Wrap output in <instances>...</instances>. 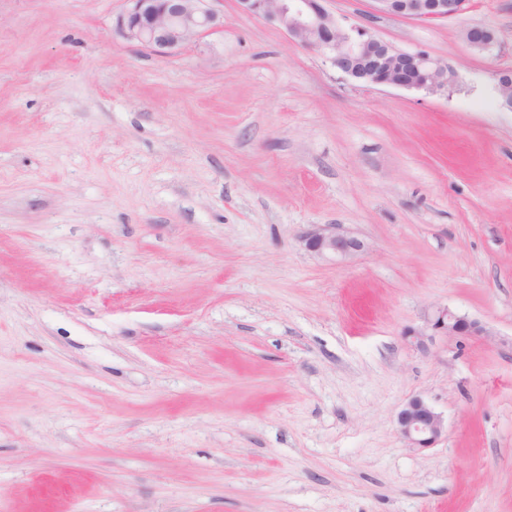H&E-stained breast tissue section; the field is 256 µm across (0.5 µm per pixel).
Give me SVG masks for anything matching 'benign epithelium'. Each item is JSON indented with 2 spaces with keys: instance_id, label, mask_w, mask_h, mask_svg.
Segmentation results:
<instances>
[{
  "instance_id": "benign-epithelium-1",
  "label": "benign epithelium",
  "mask_w": 512,
  "mask_h": 512,
  "mask_svg": "<svg viewBox=\"0 0 512 512\" xmlns=\"http://www.w3.org/2000/svg\"><path fill=\"white\" fill-rule=\"evenodd\" d=\"M127 7L113 22L115 33L141 47L167 53L193 43L206 48L205 38L224 28V17L209 0H126ZM240 8L278 24L288 37L327 58L336 71L370 85H385L428 94H446L458 83L455 69L422 50L404 51L375 37L367 29L341 22L325 7L326 0H238ZM385 15L418 20L448 19L462 14L468 0H374ZM466 43L479 52H492L500 41L482 27L465 30ZM512 71L495 75L500 106L512 111ZM303 248L334 264H344L365 250L357 237L334 227L312 225L299 235ZM442 334L453 337L484 335L482 325L448 307L427 314L425 327L409 328L403 336L416 348ZM398 432L410 448L433 447L444 432V420L420 397L408 400L396 416Z\"/></svg>"
}]
</instances>
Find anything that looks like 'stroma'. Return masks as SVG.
<instances>
[{
    "instance_id": "35a3bbf8",
    "label": "stroma",
    "mask_w": 512,
    "mask_h": 512,
    "mask_svg": "<svg viewBox=\"0 0 512 512\" xmlns=\"http://www.w3.org/2000/svg\"><path fill=\"white\" fill-rule=\"evenodd\" d=\"M125 7L0 0V512H512V0H327L454 66L445 96L237 0L156 54ZM311 224L368 248L318 259ZM437 306L485 335L417 350ZM415 396L445 421L422 452ZM385 15L418 20L448 19L462 14L468 0H374ZM464 40L474 50L479 52H492L499 45L500 41L493 31L482 27H469L465 30ZM398 432L409 448H432L444 432V420L420 397L408 400L396 416Z\"/></svg>"
}]
</instances>
